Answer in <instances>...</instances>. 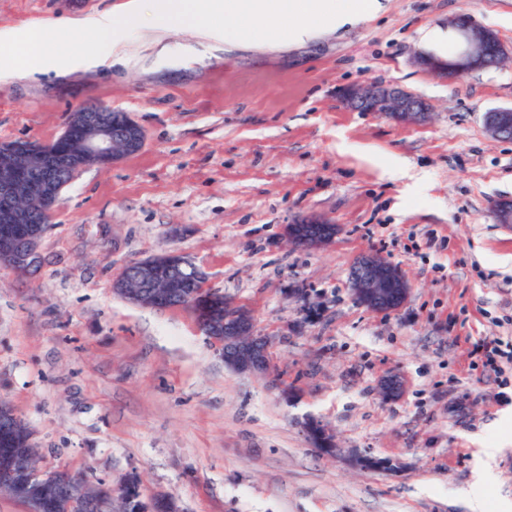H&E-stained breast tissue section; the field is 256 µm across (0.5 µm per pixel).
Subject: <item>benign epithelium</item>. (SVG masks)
Instances as JSON below:
<instances>
[{
  "instance_id": "obj_1",
  "label": "benign epithelium",
  "mask_w": 512,
  "mask_h": 512,
  "mask_svg": "<svg viewBox=\"0 0 512 512\" xmlns=\"http://www.w3.org/2000/svg\"><path fill=\"white\" fill-rule=\"evenodd\" d=\"M457 37L456 53L448 60L436 56H418L415 62L433 71L462 76L473 70L499 63L508 49L492 31L472 25L469 18L459 16L450 22ZM342 104L349 110L371 112L400 124H416L426 120L430 105L419 95L395 84L365 80L351 84L341 92ZM96 106L85 107L70 114L63 131L53 140L38 142L17 139L0 143V268L17 273L37 269L41 262L40 244L49 225L36 223L32 206L54 209L66 186L49 157L56 144L69 140L72 127L82 130L81 147L68 152L69 171L77 173L87 168H110L126 156L139 152L144 144L142 127L129 115L112 116V124L93 120L89 113ZM485 127L495 139H512V107L485 113ZM496 222L512 226V198L504 197L493 205ZM337 224L314 215L303 216L286 225L288 241L305 249H318L329 244L340 233ZM191 270L195 287H186L176 275V269ZM206 281L205 273L180 253L155 256L128 265L113 281V290L132 304L155 308H190L201 313L203 302L224 301V319L201 316L200 327L218 348L224 365L251 374H263L268 369V343L255 332L249 311L233 305L224 294L196 287ZM350 288L355 300L378 314H390L400 309L410 294V284L401 270L375 252L361 256L350 272ZM403 381L390 375L382 381L384 396L401 394ZM11 423L10 430L0 431V447L9 449L0 458V486L16 489L37 483L50 487L73 486L83 477L66 470H40L28 461V448L34 446L27 438V447H18L14 437L20 417L7 402H0V421ZM93 512H112V494L103 495L94 489L84 498Z\"/></svg>"
}]
</instances>
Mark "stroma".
<instances>
[{
  "mask_svg": "<svg viewBox=\"0 0 512 512\" xmlns=\"http://www.w3.org/2000/svg\"><path fill=\"white\" fill-rule=\"evenodd\" d=\"M126 0H0V31L82 21ZM372 19L302 45L207 47L188 28L126 33L116 64L0 72V141H49L71 112L105 106L144 130L141 151L63 189L30 276L0 269V400L42 467L180 512H486L512 502V387L471 364L512 339V140L485 130L512 105V60L445 77L419 66L421 31L465 15L512 48V0H382ZM426 99L425 122L353 112L347 85ZM404 169L390 178L385 161ZM315 215L317 250L284 228ZM178 251L207 288L250 311L270 369L225 366L188 309L127 303L121 268ZM368 252L411 285L399 311L348 286ZM401 395L383 398L388 375ZM334 436L321 452L310 421ZM393 470L359 467L361 456ZM340 231L339 225L314 215L297 218L284 230L291 244L305 249H318L329 244Z\"/></svg>",
  "mask_w": 512,
  "mask_h": 512,
  "instance_id": "obj_1",
  "label": "stroma"
}]
</instances>
